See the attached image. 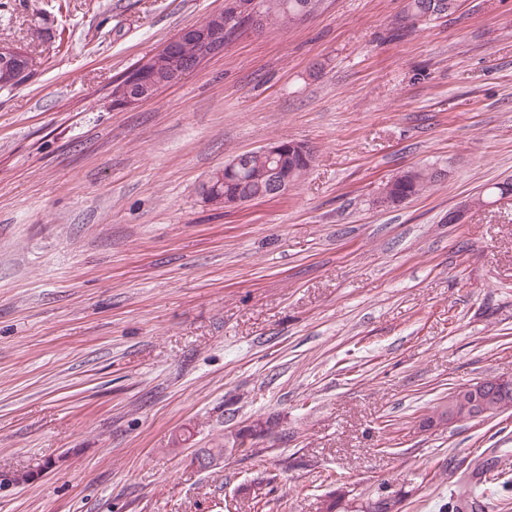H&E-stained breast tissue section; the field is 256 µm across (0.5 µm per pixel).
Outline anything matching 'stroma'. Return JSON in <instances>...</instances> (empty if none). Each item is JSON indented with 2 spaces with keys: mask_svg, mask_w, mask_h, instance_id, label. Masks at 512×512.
I'll use <instances>...</instances> for the list:
<instances>
[{
  "mask_svg": "<svg viewBox=\"0 0 512 512\" xmlns=\"http://www.w3.org/2000/svg\"><path fill=\"white\" fill-rule=\"evenodd\" d=\"M407 4L244 26L116 108L118 77L225 0H0L37 61L0 90V475L57 463L0 512H319L338 481L446 512L482 457L507 480L483 512H512V411L421 425L512 379V198L487 200L512 180V0L415 26ZM277 139L313 155L287 193L204 201ZM415 166L432 186L377 205ZM268 417L257 455L199 467Z\"/></svg>",
  "mask_w": 512,
  "mask_h": 512,
  "instance_id": "stroma-1",
  "label": "stroma"
}]
</instances>
